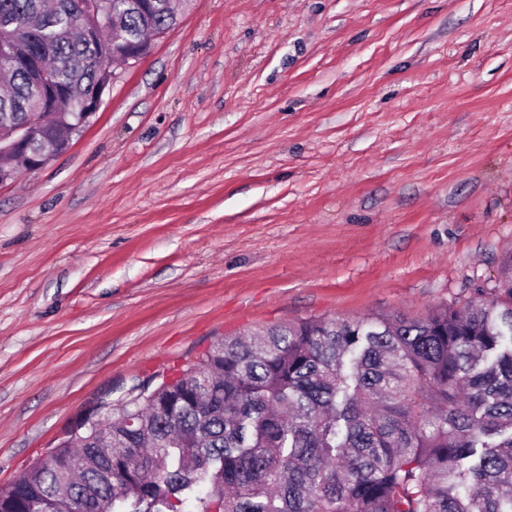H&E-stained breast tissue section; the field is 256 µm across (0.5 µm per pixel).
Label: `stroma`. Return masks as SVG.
I'll return each instance as SVG.
<instances>
[{
    "label": "stroma",
    "instance_id": "35a3bbf8",
    "mask_svg": "<svg viewBox=\"0 0 512 512\" xmlns=\"http://www.w3.org/2000/svg\"><path fill=\"white\" fill-rule=\"evenodd\" d=\"M512 253V0H188L0 188V492L222 337L463 306Z\"/></svg>",
    "mask_w": 512,
    "mask_h": 512
}]
</instances>
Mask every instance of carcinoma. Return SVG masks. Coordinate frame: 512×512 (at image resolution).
Instances as JSON below:
<instances>
[{"mask_svg":"<svg viewBox=\"0 0 512 512\" xmlns=\"http://www.w3.org/2000/svg\"><path fill=\"white\" fill-rule=\"evenodd\" d=\"M0 0V46L19 41L61 87L108 82L92 62L158 33L167 0H94L121 30H73L85 0ZM31 73L0 79V116ZM71 117L44 131L65 151ZM512 254L490 293L425 317H314L227 336L138 389L0 494V512H512Z\"/></svg>","mask_w":512,"mask_h":512,"instance_id":"obj_1","label":"carcinoma"}]
</instances>
